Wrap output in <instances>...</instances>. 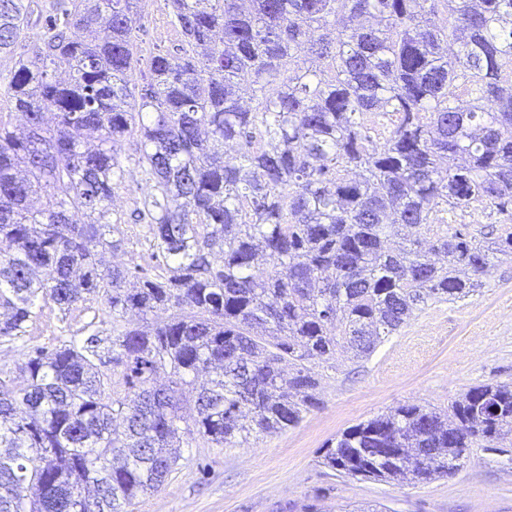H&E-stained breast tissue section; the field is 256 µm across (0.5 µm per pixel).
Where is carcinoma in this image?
I'll use <instances>...</instances> for the list:
<instances>
[{
    "instance_id": "cac0c4a2",
    "label": "carcinoma",
    "mask_w": 512,
    "mask_h": 512,
    "mask_svg": "<svg viewBox=\"0 0 512 512\" xmlns=\"http://www.w3.org/2000/svg\"><path fill=\"white\" fill-rule=\"evenodd\" d=\"M141 2L80 0L0 75L26 120L19 134L0 123V337L24 332L40 297L68 308L101 292L114 323L159 317L112 340L122 397L94 336L27 354L18 385L0 378V512H129L168 481L180 434L232 446L297 426L319 407L309 363L371 353L512 256V232L426 237L442 205H512V0H169L182 45L138 89ZM29 23L24 0H0V53ZM459 83L478 95L457 98ZM274 84L243 106V87ZM376 112L399 115L383 143L364 124ZM131 137L163 262L135 288L98 259L124 242L103 229ZM229 143L241 152L226 160ZM201 372L189 422L184 386ZM511 432L512 385L483 383L445 411L402 405L343 430L323 464L425 483Z\"/></svg>"
}]
</instances>
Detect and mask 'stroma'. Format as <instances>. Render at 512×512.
<instances>
[{
    "instance_id": "obj_1",
    "label": "stroma",
    "mask_w": 512,
    "mask_h": 512,
    "mask_svg": "<svg viewBox=\"0 0 512 512\" xmlns=\"http://www.w3.org/2000/svg\"><path fill=\"white\" fill-rule=\"evenodd\" d=\"M31 23L12 53L0 55V73L30 59L43 44L46 15L73 9L76 0H28ZM181 35L168 0H143L134 37L141 58L174 51ZM135 142H125L123 176L110 210L124 238L103 254L137 276L156 264L146 218L139 211L147 177ZM448 230L490 241L512 228V212L475 204L438 211ZM99 337L112 344V312L103 294L84 295L69 310L39 300L23 335L0 337V373L17 377L22 356L61 342ZM318 409L287 431L250 437L224 447L202 440L180 448L178 464L157 492L140 497L132 512H512V435L472 449L455 474L418 485L397 486L339 476L322 464L326 442L344 429L402 405L447 409L470 387L512 384V258L500 257L483 286L458 301L431 300L366 357L337 351L332 364H316Z\"/></svg>"
}]
</instances>
